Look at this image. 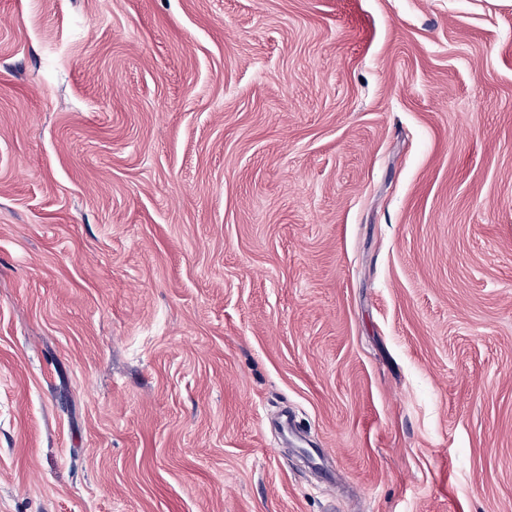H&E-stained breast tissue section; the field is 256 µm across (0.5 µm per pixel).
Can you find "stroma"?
I'll use <instances>...</instances> for the list:
<instances>
[{"mask_svg":"<svg viewBox=\"0 0 512 512\" xmlns=\"http://www.w3.org/2000/svg\"><path fill=\"white\" fill-rule=\"evenodd\" d=\"M0 512H512V0H0Z\"/></svg>","mask_w":512,"mask_h":512,"instance_id":"obj_1","label":"stroma"}]
</instances>
